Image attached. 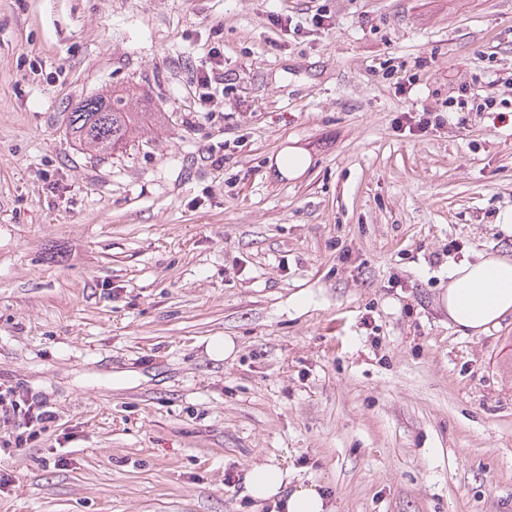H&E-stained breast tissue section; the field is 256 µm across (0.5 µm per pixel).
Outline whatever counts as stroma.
Here are the masks:
<instances>
[{
	"mask_svg": "<svg viewBox=\"0 0 512 512\" xmlns=\"http://www.w3.org/2000/svg\"><path fill=\"white\" fill-rule=\"evenodd\" d=\"M115 90L161 118L89 156ZM506 210L512 0H0V391L54 413L0 512H272L270 460L327 512H512V314L440 305ZM212 75L207 70L201 69L196 74V79L194 82V86L196 88V93H198V101L201 105L210 102L214 97V92L212 83L222 84L224 85V72L223 74L216 73L211 69ZM223 81V82H219ZM292 474L278 463L251 468L244 476V493L259 503L280 504V512H325L323 496L314 484L291 483Z\"/></svg>",
	"mask_w": 512,
	"mask_h": 512,
	"instance_id": "35a3bbf8",
	"label": "stroma"
}]
</instances>
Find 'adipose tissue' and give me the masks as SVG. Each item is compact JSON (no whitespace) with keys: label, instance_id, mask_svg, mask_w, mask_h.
Listing matches in <instances>:
<instances>
[{"label":"adipose tissue","instance_id":"ef3b65f1","mask_svg":"<svg viewBox=\"0 0 512 512\" xmlns=\"http://www.w3.org/2000/svg\"><path fill=\"white\" fill-rule=\"evenodd\" d=\"M448 321L465 334H480L512 313V258L482 256L448 268V286L440 297ZM289 470L275 463L251 468L244 476V492L269 502L282 512H324L325 503L312 484L292 483Z\"/></svg>","mask_w":512,"mask_h":512}]
</instances>
